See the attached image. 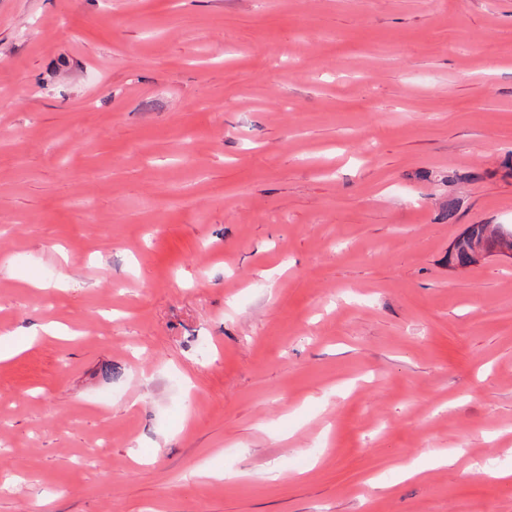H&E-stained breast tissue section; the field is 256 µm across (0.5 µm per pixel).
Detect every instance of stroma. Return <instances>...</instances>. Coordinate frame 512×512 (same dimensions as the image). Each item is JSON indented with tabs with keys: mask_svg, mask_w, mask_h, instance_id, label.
<instances>
[{
	"mask_svg": "<svg viewBox=\"0 0 512 512\" xmlns=\"http://www.w3.org/2000/svg\"><path fill=\"white\" fill-rule=\"evenodd\" d=\"M472 224L512 0H0V512H512ZM491 224H472L448 250V265L454 268H466L479 258L487 255L500 254L503 242L486 234Z\"/></svg>",
	"mask_w": 512,
	"mask_h": 512,
	"instance_id": "obj_1",
	"label": "stroma"
}]
</instances>
